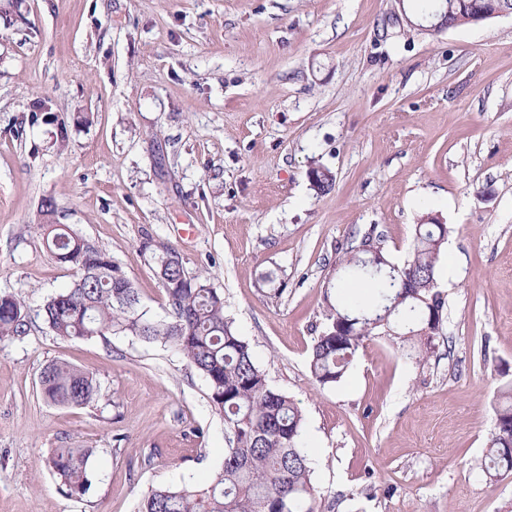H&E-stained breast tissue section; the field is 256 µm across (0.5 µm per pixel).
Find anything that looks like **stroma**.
I'll list each match as a JSON object with an SVG mask.
<instances>
[{
  "label": "stroma",
  "mask_w": 512,
  "mask_h": 512,
  "mask_svg": "<svg viewBox=\"0 0 512 512\" xmlns=\"http://www.w3.org/2000/svg\"><path fill=\"white\" fill-rule=\"evenodd\" d=\"M420 18L415 0H0V294L31 318L0 340V512H137L224 462V420L173 347L44 324L75 277L36 226L47 196L149 313L164 294L145 238L206 272L302 411L316 512H512V473L480 469L512 379V14L438 33ZM43 97L66 149L56 122H28ZM429 212L451 229L440 336L414 360L367 341L321 386L309 353L340 258L370 234L402 264ZM55 360L93 374L98 401L48 405ZM63 445L96 451L83 498L39 466Z\"/></svg>",
  "instance_id": "35a3bbf8"
}]
</instances>
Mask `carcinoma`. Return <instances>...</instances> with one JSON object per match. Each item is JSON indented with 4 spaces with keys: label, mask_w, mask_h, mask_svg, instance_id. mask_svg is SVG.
Here are the masks:
<instances>
[{
    "label": "carcinoma",
    "mask_w": 512,
    "mask_h": 512,
    "mask_svg": "<svg viewBox=\"0 0 512 512\" xmlns=\"http://www.w3.org/2000/svg\"><path fill=\"white\" fill-rule=\"evenodd\" d=\"M512 14V0H441L453 26L470 23L476 13ZM308 178L318 194L328 192L332 173L313 167ZM57 205L41 202L38 225L46 249L76 270L69 287L50 296L42 318L55 335L88 340L131 336L145 343L174 347L205 379L208 398L224 419L227 448L219 472L203 487L168 486L149 491L140 512H315L317 489L308 455L301 446L303 415L293 399L273 389L250 344L224 313V297L203 275L191 276L171 262L177 250L153 248L154 270L164 292L163 314L145 310L133 282L112 256L65 224L56 222ZM450 228L434 217L416 225L413 248L401 265L373 264L362 251L344 259L336 302H327L326 326L315 338L310 371L322 386L341 382L364 342L388 331L409 360L432 345L440 328L423 332L429 315L443 318L445 298L436 286V267ZM429 300L424 303L412 291ZM30 316L12 295H0V338L27 333ZM44 400L54 406L86 407L96 401L93 375L62 360L46 364L39 375ZM497 427L481 464L494 479L512 470V381L497 390ZM91 448H54L40 465L69 497L82 498L92 485Z\"/></svg>",
    "instance_id": "1"
}]
</instances>
